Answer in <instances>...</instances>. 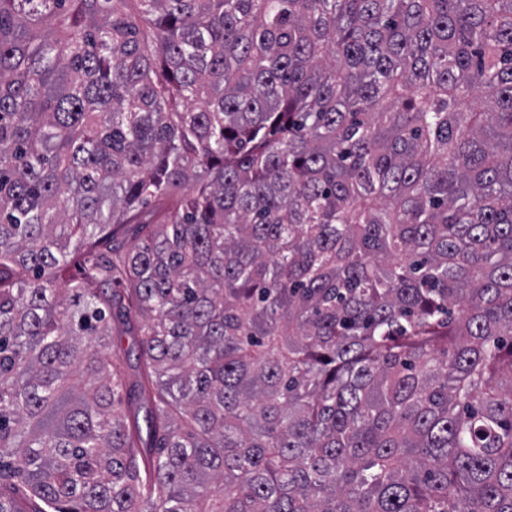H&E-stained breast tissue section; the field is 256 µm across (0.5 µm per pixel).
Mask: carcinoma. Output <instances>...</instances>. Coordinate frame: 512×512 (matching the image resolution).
I'll list each match as a JSON object with an SVG mask.
<instances>
[{"label":"carcinoma","instance_id":"carcinoma-1","mask_svg":"<svg viewBox=\"0 0 512 512\" xmlns=\"http://www.w3.org/2000/svg\"><path fill=\"white\" fill-rule=\"evenodd\" d=\"M0 512H512V0H0Z\"/></svg>","mask_w":512,"mask_h":512}]
</instances>
